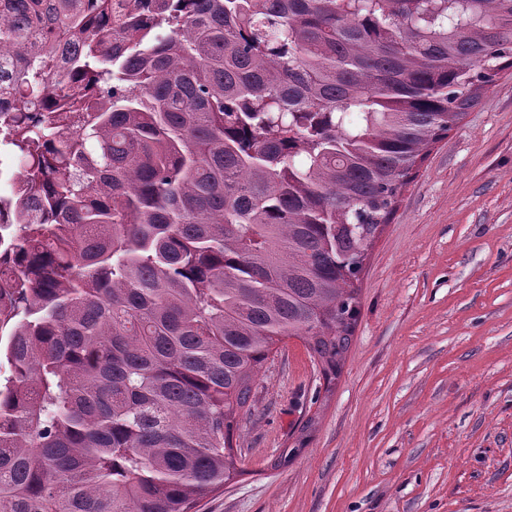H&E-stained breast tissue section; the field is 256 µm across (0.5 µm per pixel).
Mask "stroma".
I'll use <instances>...</instances> for the list:
<instances>
[{
    "label": "stroma",
    "instance_id": "stroma-1",
    "mask_svg": "<svg viewBox=\"0 0 512 512\" xmlns=\"http://www.w3.org/2000/svg\"><path fill=\"white\" fill-rule=\"evenodd\" d=\"M360 288L336 385L302 340L279 345L241 417L243 474L196 512H512V73L432 146Z\"/></svg>",
    "mask_w": 512,
    "mask_h": 512
}]
</instances>
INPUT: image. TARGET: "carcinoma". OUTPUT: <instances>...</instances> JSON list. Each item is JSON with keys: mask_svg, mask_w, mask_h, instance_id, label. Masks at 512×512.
Segmentation results:
<instances>
[{"mask_svg": "<svg viewBox=\"0 0 512 512\" xmlns=\"http://www.w3.org/2000/svg\"><path fill=\"white\" fill-rule=\"evenodd\" d=\"M512 0H0V512H194L275 347L336 384Z\"/></svg>", "mask_w": 512, "mask_h": 512, "instance_id": "obj_1", "label": "carcinoma"}]
</instances>
